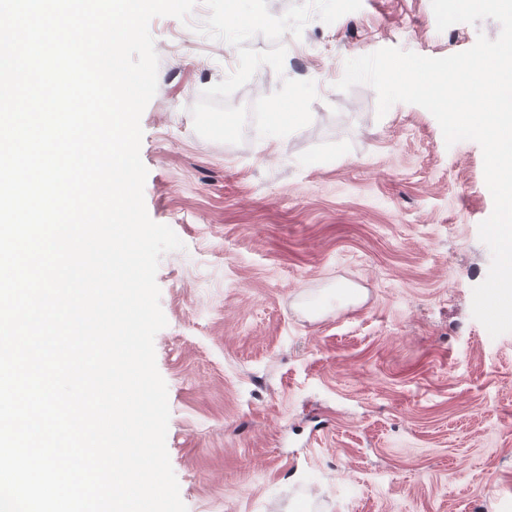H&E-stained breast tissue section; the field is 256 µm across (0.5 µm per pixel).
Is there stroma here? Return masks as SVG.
Masks as SVG:
<instances>
[{
	"mask_svg": "<svg viewBox=\"0 0 512 512\" xmlns=\"http://www.w3.org/2000/svg\"><path fill=\"white\" fill-rule=\"evenodd\" d=\"M150 23L158 89L141 116L150 218L183 249L156 281L166 447L187 512H512V333L471 312L493 211L478 143L446 146L434 116L377 113L347 59L428 57L496 38L492 19L438 31L431 0H362L289 37L229 99L314 81L311 123L238 145L196 134L203 89L238 65L196 33Z\"/></svg>",
	"mask_w": 512,
	"mask_h": 512,
	"instance_id": "1",
	"label": "stroma"
}]
</instances>
